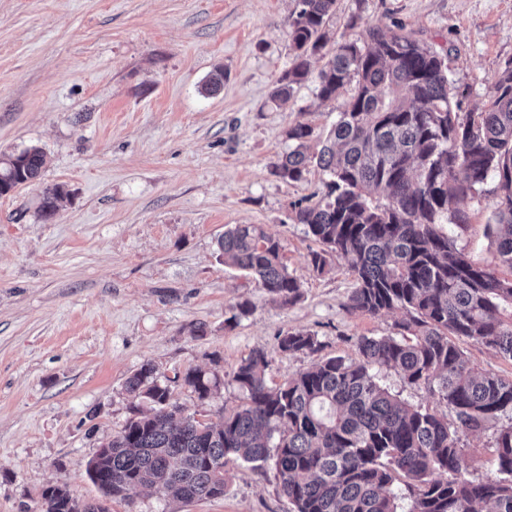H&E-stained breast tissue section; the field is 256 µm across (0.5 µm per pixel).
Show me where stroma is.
<instances>
[{
    "label": "stroma",
    "mask_w": 512,
    "mask_h": 512,
    "mask_svg": "<svg viewBox=\"0 0 512 512\" xmlns=\"http://www.w3.org/2000/svg\"><path fill=\"white\" fill-rule=\"evenodd\" d=\"M298 0H0V156L37 147L40 178L0 197V512H40V491L99 498L86 467L131 418L126 381L152 363L172 404L202 422L240 404L232 380L252 351L280 382L319 356L354 357L357 336H388L403 317L348 311L355 286L342 261L318 274L292 206L319 199L311 168L272 172L296 122L327 134L345 103H321L316 80L288 101L273 91L288 70V24ZM402 28L445 53L481 107L512 66V0H337L335 36ZM224 86L204 90L216 71ZM67 197L52 219L45 190ZM495 177L459 203L453 247L493 266ZM231 224L279 239L302 297L282 306L224 265L217 240ZM250 301L246 315L236 306ZM204 335H195L197 327ZM314 333L321 355L280 352L287 331ZM191 367L215 372L217 395L184 385ZM218 499L181 502L160 488L110 501V512H289L273 465L228 461Z\"/></svg>",
    "instance_id": "35a3bbf8"
}]
</instances>
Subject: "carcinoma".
Returning a JSON list of instances; mask_svg holds the SVG:
<instances>
[{"label": "carcinoma", "mask_w": 512, "mask_h": 512, "mask_svg": "<svg viewBox=\"0 0 512 512\" xmlns=\"http://www.w3.org/2000/svg\"><path fill=\"white\" fill-rule=\"evenodd\" d=\"M335 11L336 0H299L288 29L293 63L274 97L287 99L316 56L325 59L318 98L333 101L348 88L351 95L318 152H309L314 128L293 124L274 172L296 182L314 165L328 176L319 200L295 206V223L319 245L308 254L310 266L322 274L332 257L345 263L356 281L349 311L401 310L404 317L393 336L357 337L358 358L326 357L280 384L267 381L265 352H252L232 376L241 404L215 425L172 406L155 366L142 365L126 388L149 408L133 407L124 429L87 464L107 500L155 486L183 502L221 498L227 460L235 458L273 462L290 512H401L405 499L408 512H512V379L477 368L451 340L512 359V280L454 249L443 228L468 224L461 197L495 174L494 261L512 269V66L481 110L462 113L446 56L390 28L331 43L326 27ZM43 165L36 147L0 157V195L36 181ZM63 199L59 188L45 192L42 217L53 218ZM218 251L282 305L300 300L279 240L260 225L227 228ZM278 348L312 354L322 343L311 332L288 331ZM385 368L448 412L391 393L380 383ZM182 381L201 401L219 389L217 376L200 368ZM502 419L491 473L477 478L463 439ZM40 498L42 512H108L57 484Z\"/></svg>", "instance_id": "cac0c4a2"}]
</instances>
